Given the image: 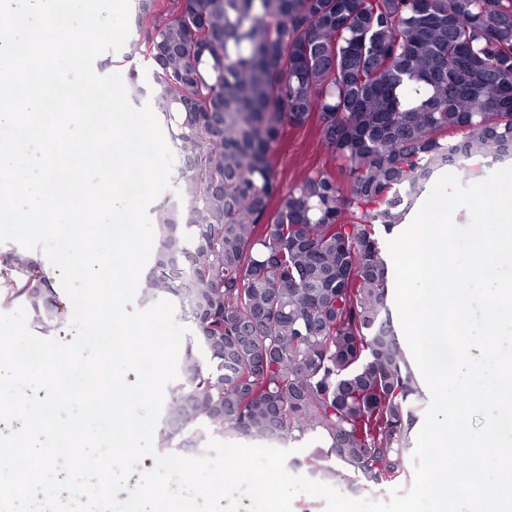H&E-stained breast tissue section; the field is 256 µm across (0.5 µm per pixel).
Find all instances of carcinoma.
Masks as SVG:
<instances>
[{"label": "carcinoma", "instance_id": "carcinoma-1", "mask_svg": "<svg viewBox=\"0 0 512 512\" xmlns=\"http://www.w3.org/2000/svg\"><path fill=\"white\" fill-rule=\"evenodd\" d=\"M136 11L152 109L189 158L179 198L156 208L141 290L184 306L191 328L163 447L316 434L322 446L296 466L332 463L362 484L399 477L422 393L379 235L456 157L512 150V0H137ZM314 115L348 191L317 171L285 194L271 147ZM0 277L41 333L68 320L40 265H0Z\"/></svg>", "mask_w": 512, "mask_h": 512}]
</instances>
